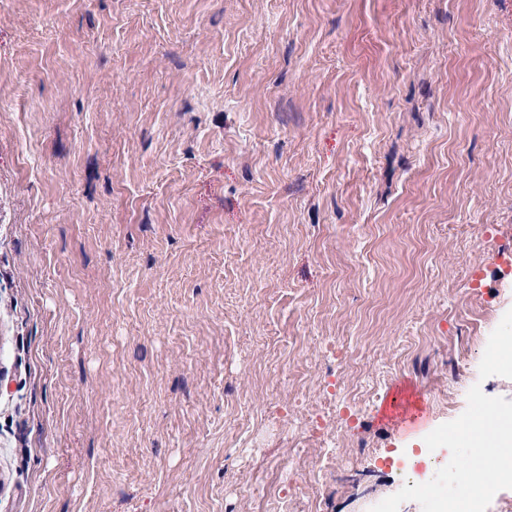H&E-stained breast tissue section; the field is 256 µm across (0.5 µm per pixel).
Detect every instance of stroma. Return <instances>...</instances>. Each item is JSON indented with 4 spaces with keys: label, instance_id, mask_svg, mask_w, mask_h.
I'll return each instance as SVG.
<instances>
[{
    "label": "stroma",
    "instance_id": "1",
    "mask_svg": "<svg viewBox=\"0 0 512 512\" xmlns=\"http://www.w3.org/2000/svg\"><path fill=\"white\" fill-rule=\"evenodd\" d=\"M511 309L512 0H0V512H370Z\"/></svg>",
    "mask_w": 512,
    "mask_h": 512
}]
</instances>
